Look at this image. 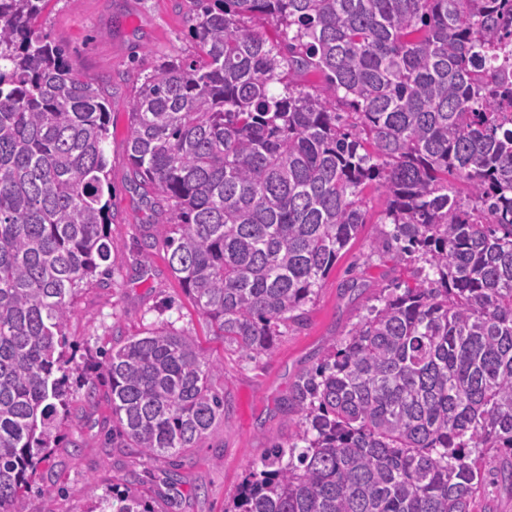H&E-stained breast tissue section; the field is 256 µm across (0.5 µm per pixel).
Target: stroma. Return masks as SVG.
<instances>
[{
  "label": "stroma",
  "instance_id": "1",
  "mask_svg": "<svg viewBox=\"0 0 512 512\" xmlns=\"http://www.w3.org/2000/svg\"><path fill=\"white\" fill-rule=\"evenodd\" d=\"M194 14V0H51L39 26L66 48L82 75L105 89L111 110L110 230L119 251L114 273L87 288L75 303L68 332L78 342L77 358L95 364L103 351L150 324L173 322L196 337L204 355L223 361L214 385L224 393V420L182 457V482L173 486L167 479L168 461H149L135 449L108 446L112 415L106 402L76 407L40 471V483L54 485L55 493L30 492L22 501L23 512H93L98 497L115 485L144 491L156 512H224L248 467L274 441L287 438L281 401L296 377L344 336L379 288L394 279H413L412 265H394L378 253L383 200L368 189L366 222L307 304L302 324L288 326L270 353L253 359L212 335L168 269L167 227L147 209L125 151L130 102L145 75L160 61L194 55L189 30ZM147 235L154 242L149 249L143 246Z\"/></svg>",
  "mask_w": 512,
  "mask_h": 512
}]
</instances>
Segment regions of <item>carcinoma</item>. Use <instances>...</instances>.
<instances>
[{"mask_svg":"<svg viewBox=\"0 0 512 512\" xmlns=\"http://www.w3.org/2000/svg\"><path fill=\"white\" fill-rule=\"evenodd\" d=\"M0 0V512H21L95 368L67 325L110 275L109 102ZM196 53L144 77L125 150L165 217L166 262L249 356L303 320L385 198L377 249L421 261L288 395V438L224 512H471L486 448L512 481V0H196ZM272 23L270 39L245 25ZM315 72L322 87L299 88ZM112 442L172 463L224 420V363L162 321L112 347ZM100 512H154L112 490Z\"/></svg>","mask_w":512,"mask_h":512,"instance_id":"cac0c4a2","label":"carcinoma"}]
</instances>
